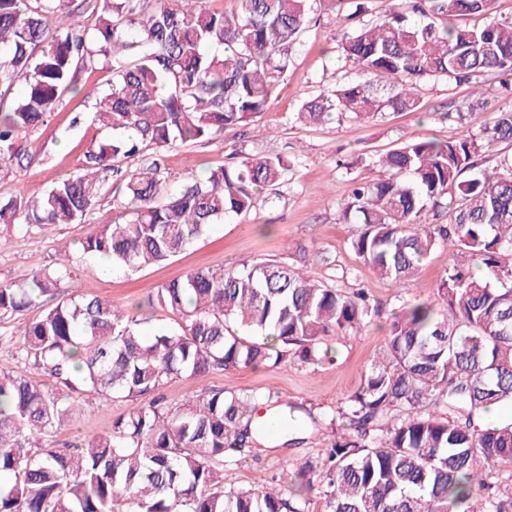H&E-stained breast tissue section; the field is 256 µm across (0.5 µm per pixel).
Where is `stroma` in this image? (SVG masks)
Instances as JSON below:
<instances>
[{"label": "stroma", "instance_id": "stroma-1", "mask_svg": "<svg viewBox=\"0 0 512 512\" xmlns=\"http://www.w3.org/2000/svg\"><path fill=\"white\" fill-rule=\"evenodd\" d=\"M312 22L300 45L290 52L284 83L274 94L254 125L260 137H240L233 130L203 142L177 143L166 149L164 162L171 180L203 175L211 167L228 162L237 151L264 153L288 150L299 162L289 174L290 183L276 203L257 200L250 213L213 225L196 244L169 262L135 273L103 272L102 259H84L75 268L78 291L122 307L141 319L146 332L175 327L174 315L147 307L148 296L167 282L190 272L219 266L277 260L306 267L310 275L348 292L364 291L380 312L373 326L333 341V362L312 365L298 360L278 368L267 366L230 368L206 377L178 376L163 386V394L179 401L210 387L228 392L250 389L269 396L274 403H296L314 414L336 410L359 386L374 357L383 348L389 326L404 302L431 296L453 258L452 243L440 245L415 279L392 287L362 265L350 248L355 225L345 223L340 211L353 182H374L382 172L379 155L397 142L425 137L448 141L474 128L470 108L482 115L512 109V99L499 94L501 74L483 73L470 84L450 86L428 82L421 88L423 111L395 112L381 121L331 120L316 126L296 122L293 114L305 99L337 83L360 80L358 71L336 61L342 27L330 0H313ZM112 82L111 65L77 66L73 87L66 92L46 122L21 133L18 144L23 154L12 174L0 176V199L29 196L50 187L56 180L76 174L84 155L108 132L93 120L94 101L90 88L107 89ZM447 106L450 116L441 120L434 109ZM115 185L105 179L88 224H61L21 237L0 233V282L53 261L58 250H74L89 224L112 222ZM329 263H322V256ZM141 398L105 402L98 396L78 399L77 414L59 430L56 441L65 444L110 431L117 416L144 406ZM325 448L324 440L313 437L296 446L284 437L266 441L258 456H246L227 467L229 482L256 492L272 484H286L293 464L314 457Z\"/></svg>", "mask_w": 512, "mask_h": 512}]
</instances>
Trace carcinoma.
I'll return each mask as SVG.
<instances>
[{"instance_id":"1","label":"carcinoma","mask_w":512,"mask_h":512,"mask_svg":"<svg viewBox=\"0 0 512 512\" xmlns=\"http://www.w3.org/2000/svg\"><path fill=\"white\" fill-rule=\"evenodd\" d=\"M369 0H336L343 20ZM0 0V81L19 82L0 113V174L20 132L44 123L71 87L76 62L112 61V84L94 92V120L112 137L84 155L83 172L28 197L0 200V224L24 235L84 224L112 171L119 216L94 224L76 257L0 283V321L37 306L17 361L56 379L50 389L0 367V512H512V488L492 487V467L512 466V156L488 167L483 151L512 143V112L480 121L479 134L448 142L406 140L379 159L385 176L356 183L340 203L359 225L351 250L398 287L439 244L456 246L434 297L391 323L360 386L332 414L323 456L297 464L281 488L227 482L225 467L296 423L295 403L273 407L255 392L209 388L174 404L154 396L112 421L106 434L60 450L50 438L76 412L74 396L107 401L154 395L167 380L237 366L278 368L293 357L330 359V338L368 327L367 299L286 263L196 270L156 289L152 304L180 318L146 334L106 300L73 293L71 266L104 257L134 272L170 260L221 220L280 196L297 160L239 151L237 161L169 184L163 151L245 128L265 111L288 72V50L311 22L310 0H238L228 14L211 0ZM493 0H399L389 13L343 26L337 59L368 76L304 100V124L370 121L418 112L421 84L461 85L512 72V20ZM481 16L477 25L453 18ZM40 49L34 54V49ZM127 174L120 164L147 147ZM448 215L428 224L427 214ZM486 267L494 278H481ZM260 407L273 423L260 422Z\"/></svg>"}]
</instances>
